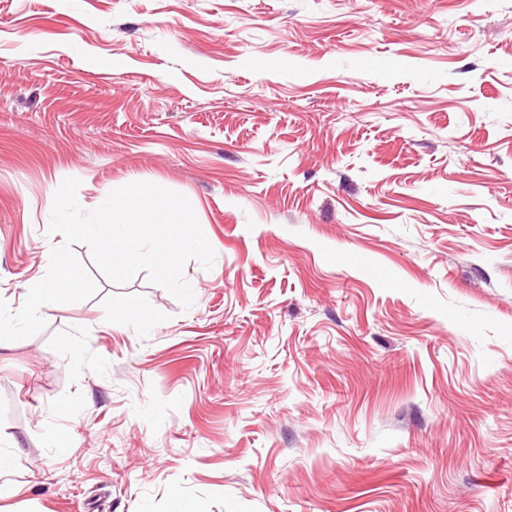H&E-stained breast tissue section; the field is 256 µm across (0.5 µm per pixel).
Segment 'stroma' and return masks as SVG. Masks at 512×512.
I'll return each instance as SVG.
<instances>
[{
    "instance_id": "stroma-1",
    "label": "stroma",
    "mask_w": 512,
    "mask_h": 512,
    "mask_svg": "<svg viewBox=\"0 0 512 512\" xmlns=\"http://www.w3.org/2000/svg\"><path fill=\"white\" fill-rule=\"evenodd\" d=\"M215 251L0 347V512H512V0H0V298L52 201Z\"/></svg>"
}]
</instances>
